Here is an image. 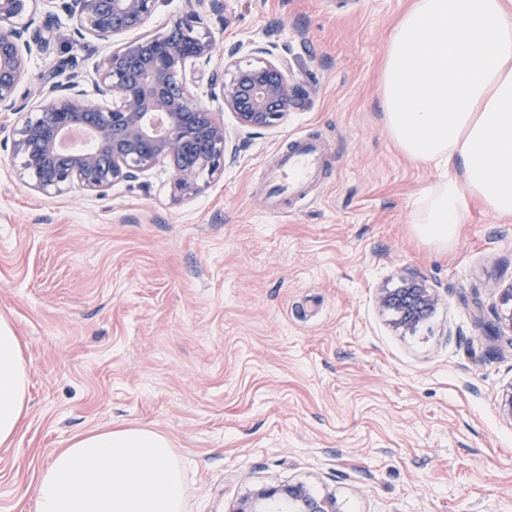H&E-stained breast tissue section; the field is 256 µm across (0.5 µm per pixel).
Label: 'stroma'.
<instances>
[{
  "mask_svg": "<svg viewBox=\"0 0 512 512\" xmlns=\"http://www.w3.org/2000/svg\"><path fill=\"white\" fill-rule=\"evenodd\" d=\"M413 0H224L216 49L275 43L309 98L241 138L202 192L171 171L105 193L31 189L0 112V315L24 343L29 410L0 447V512H35L32 485L70 440L137 424L184 467V512H231L266 484H303L338 512H512V329L485 325L512 286V218L471 204L445 248L415 232L444 169L390 137L380 85L387 44ZM32 56V95L93 80L55 10ZM324 141L314 201L267 211L264 171L298 136ZM415 277L439 297L411 328L379 298Z\"/></svg>",
  "mask_w": 512,
  "mask_h": 512,
  "instance_id": "obj_1",
  "label": "stroma"
}]
</instances>
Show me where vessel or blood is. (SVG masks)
<instances>
[{
    "instance_id": "vessel-or-blood-1",
    "label": "vessel or blood",
    "mask_w": 512,
    "mask_h": 512,
    "mask_svg": "<svg viewBox=\"0 0 512 512\" xmlns=\"http://www.w3.org/2000/svg\"><path fill=\"white\" fill-rule=\"evenodd\" d=\"M326 169L322 141L298 137L283 153L275 171L266 175L271 184L268 211L284 217L303 204L310 186L319 181Z\"/></svg>"
}]
</instances>
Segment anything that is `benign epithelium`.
I'll use <instances>...</instances> for the list:
<instances>
[{
	"mask_svg": "<svg viewBox=\"0 0 512 512\" xmlns=\"http://www.w3.org/2000/svg\"><path fill=\"white\" fill-rule=\"evenodd\" d=\"M158 0H63L62 9L78 33L108 40L145 22ZM190 10L161 35L128 42L106 53L96 70L98 100L86 97L77 76L43 86L30 110L18 104L20 83L35 53L46 52L51 37L30 32L36 19L31 0H0V111L19 115L12 154L33 187L62 194L73 186L104 192L134 182L162 160H179L173 167L172 194L196 195L203 176L223 169L238 146H230L224 122L196 102L189 83L203 76L219 90L224 107L248 135L279 125L306 96L305 85L290 77L288 56L277 45H255L254 54L269 56L258 64L235 59L243 45L227 52L223 70L212 69L215 42L201 28L199 10H222V0H188ZM88 133L89 150L63 152L73 129ZM382 307L398 314L397 325L411 327L437 304L436 295L410 281L381 296ZM493 332L504 324L512 329V287L500 294ZM501 415L512 421V384L497 397ZM336 512L331 496L314 497L303 485L262 487L235 512Z\"/></svg>",
	"mask_w": 512,
	"mask_h": 512,
	"instance_id": "obj_1",
	"label": "benign epithelium"
}]
</instances>
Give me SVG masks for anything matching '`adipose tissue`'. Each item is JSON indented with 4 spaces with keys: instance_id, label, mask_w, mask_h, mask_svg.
I'll return each mask as SVG.
<instances>
[{
    "instance_id": "ef3b65f1",
    "label": "adipose tissue",
    "mask_w": 512,
    "mask_h": 512,
    "mask_svg": "<svg viewBox=\"0 0 512 512\" xmlns=\"http://www.w3.org/2000/svg\"><path fill=\"white\" fill-rule=\"evenodd\" d=\"M381 106L413 162L449 170L420 200L415 229L447 245L481 201L512 216V12L504 0H415L395 26ZM22 342L0 317V446L28 411ZM36 512H182L184 481L168 438L131 425L75 436L40 472Z\"/></svg>"
}]
</instances>
